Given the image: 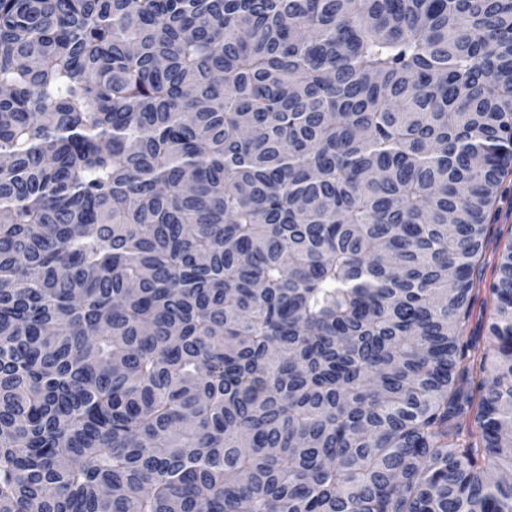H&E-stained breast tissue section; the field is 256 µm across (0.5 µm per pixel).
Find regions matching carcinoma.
Masks as SVG:
<instances>
[{"label":"carcinoma","mask_w":512,"mask_h":512,"mask_svg":"<svg viewBox=\"0 0 512 512\" xmlns=\"http://www.w3.org/2000/svg\"><path fill=\"white\" fill-rule=\"evenodd\" d=\"M0 86V512H512V0H0ZM499 211L488 223V238L486 248V277L492 278L499 253L512 236V197L499 204ZM493 305L492 297L486 293L484 290H481L474 297L472 314L469 319V333L473 336H483V321L482 315L485 311H489L491 306Z\"/></svg>","instance_id":"1"}]
</instances>
